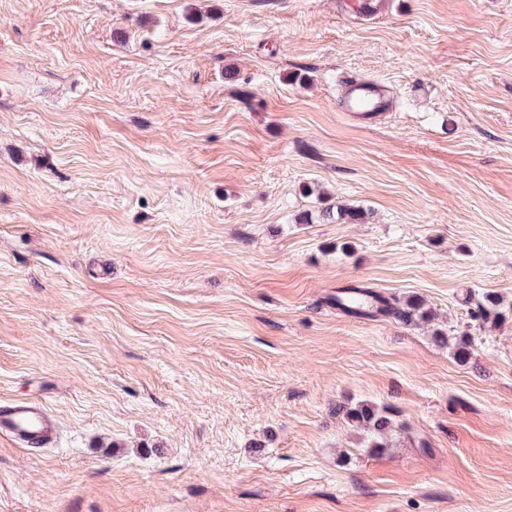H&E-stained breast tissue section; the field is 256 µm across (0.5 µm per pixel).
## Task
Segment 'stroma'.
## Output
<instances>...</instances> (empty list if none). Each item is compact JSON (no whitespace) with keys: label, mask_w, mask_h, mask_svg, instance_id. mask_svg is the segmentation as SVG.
Segmentation results:
<instances>
[{"label":"stroma","mask_w":512,"mask_h":512,"mask_svg":"<svg viewBox=\"0 0 512 512\" xmlns=\"http://www.w3.org/2000/svg\"><path fill=\"white\" fill-rule=\"evenodd\" d=\"M354 78L387 110L345 116ZM15 399L58 434L0 440V512H512V0H0ZM336 309L357 318L392 317L406 325L425 324L434 313L424 300L410 296L402 303L363 286H351L336 292ZM503 296L498 293H482L476 297L474 293L466 295L464 302L467 304L470 322L478 325L486 324L491 317L495 321L501 314L499 311ZM348 422L363 430L370 437L369 448H387L392 438L394 419L387 408L359 403L342 411Z\"/></svg>","instance_id":"35a3bbf8"}]
</instances>
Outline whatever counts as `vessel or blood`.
I'll return each mask as SVG.
<instances>
[{
  "instance_id": "b4317fda",
  "label": "vessel or blood",
  "mask_w": 512,
  "mask_h": 512,
  "mask_svg": "<svg viewBox=\"0 0 512 512\" xmlns=\"http://www.w3.org/2000/svg\"><path fill=\"white\" fill-rule=\"evenodd\" d=\"M389 104L379 84L353 80L347 84L342 108L357 120L371 118ZM56 437L54 422L44 407L36 401H19L0 406V438L40 448L52 445Z\"/></svg>"
}]
</instances>
